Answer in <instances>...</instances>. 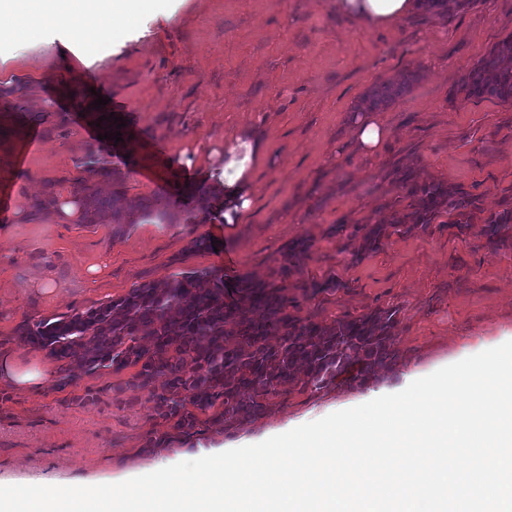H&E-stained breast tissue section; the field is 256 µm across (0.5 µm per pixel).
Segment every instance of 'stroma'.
<instances>
[{"instance_id": "35a3bbf8", "label": "stroma", "mask_w": 512, "mask_h": 512, "mask_svg": "<svg viewBox=\"0 0 512 512\" xmlns=\"http://www.w3.org/2000/svg\"><path fill=\"white\" fill-rule=\"evenodd\" d=\"M511 33L512 0H456L379 29L339 14L336 0H183L172 20L92 65L59 56L0 62V354H30L17 340L22 323L192 271L206 287L222 277L230 298L245 279L280 287L289 314L306 323L398 308L400 363L371 383L387 393L403 390L411 373L511 341L512 238L488 244L482 221L461 231L443 214L426 230L364 247L367 229L411 214V189L428 183L471 194L488 215L512 208V103L458 91ZM385 84L399 94L373 104ZM100 92L108 102L97 108ZM361 105L374 106L389 131L372 157L351 130ZM109 115L136 130L131 146L86 138L84 123ZM234 134L261 147L242 224L224 223L223 199L211 197L204 211L188 192L207 186V163L223 164ZM91 149L100 161L88 166ZM116 178L123 207L147 199L166 220L116 235L106 216L69 224L30 208L47 182L61 199L77 180L108 197ZM198 236L214 248L192 249ZM296 241L309 249L282 275ZM313 282L322 291L311 293ZM130 376L79 368L66 386L56 379L23 393L0 384V481L118 483L177 454L186 460L201 447L327 416L364 393L341 378L320 390L299 379L251 422L149 448V433L171 426L148 391L125 389Z\"/></svg>"}]
</instances>
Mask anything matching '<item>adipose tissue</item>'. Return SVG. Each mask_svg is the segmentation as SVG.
<instances>
[{"instance_id": "ef3b65f1", "label": "adipose tissue", "mask_w": 512, "mask_h": 512, "mask_svg": "<svg viewBox=\"0 0 512 512\" xmlns=\"http://www.w3.org/2000/svg\"><path fill=\"white\" fill-rule=\"evenodd\" d=\"M422 0H336V8L357 24L378 28L413 13ZM177 0H0V60L19 57L33 45L49 55L64 49L81 64L95 59L102 47L138 41L158 18H172ZM260 158L254 144L231 137L224 144V163L212 168L210 188L224 194V221L243 223L251 205V173ZM50 379L37 359L0 357V383L18 391L40 387Z\"/></svg>"}]
</instances>
